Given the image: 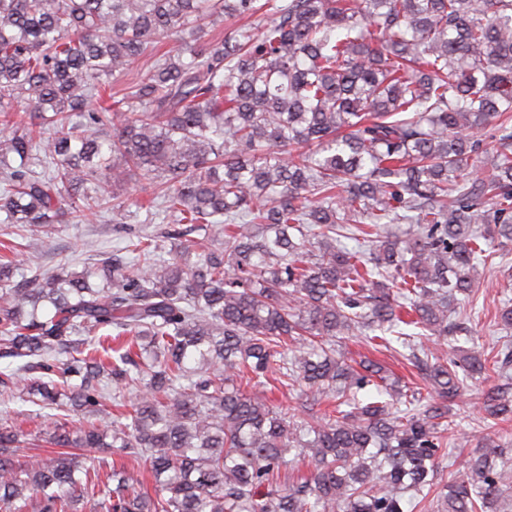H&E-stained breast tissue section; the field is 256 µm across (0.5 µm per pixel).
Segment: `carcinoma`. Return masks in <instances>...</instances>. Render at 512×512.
Wrapping results in <instances>:
<instances>
[{
	"label": "carcinoma",
	"mask_w": 512,
	"mask_h": 512,
	"mask_svg": "<svg viewBox=\"0 0 512 512\" xmlns=\"http://www.w3.org/2000/svg\"><path fill=\"white\" fill-rule=\"evenodd\" d=\"M109 169L169 226L127 228L80 273L16 282L0 256V394L66 417L50 460L0 421V512H495L512 494L491 437L433 492L459 375H507L512 346L422 340L456 331L486 247L512 243V0H0L4 222L122 215ZM360 330L396 336L429 391L348 364L336 345ZM269 373L299 412L237 385ZM110 385L135 394L118 415ZM481 408L511 419L512 382ZM104 448L143 469L102 476ZM287 455L312 470L282 486Z\"/></svg>",
	"instance_id": "1"
}]
</instances>
